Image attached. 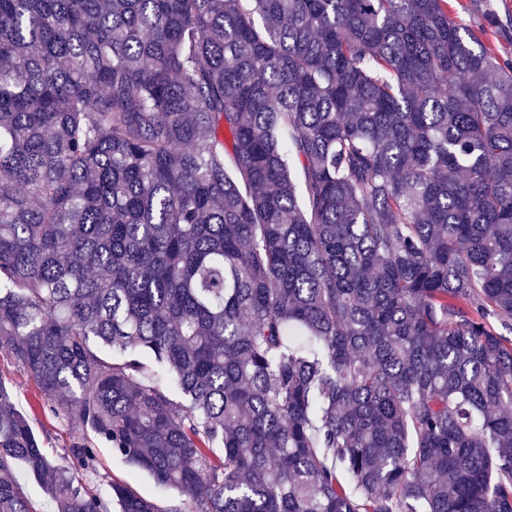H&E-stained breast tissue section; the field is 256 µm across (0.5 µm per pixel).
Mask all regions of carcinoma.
Masks as SVG:
<instances>
[{"label": "carcinoma", "instance_id": "cac0c4a2", "mask_svg": "<svg viewBox=\"0 0 512 512\" xmlns=\"http://www.w3.org/2000/svg\"><path fill=\"white\" fill-rule=\"evenodd\" d=\"M492 317L512 58L450 0H0V355L80 429L0 381V512H111L98 440L189 512H512ZM0 374L12 393L17 408L29 419L45 448L62 456L77 434V427L56 415L31 376L22 368L0 356ZM18 479L25 494L41 512H54V506L44 494L40 484L23 467H19Z\"/></svg>", "mask_w": 512, "mask_h": 512}]
</instances>
